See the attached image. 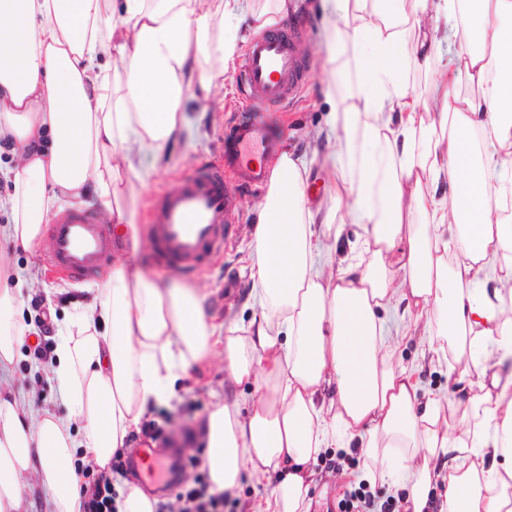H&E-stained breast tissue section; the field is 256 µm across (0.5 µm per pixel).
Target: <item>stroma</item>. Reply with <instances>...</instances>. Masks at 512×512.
<instances>
[{"label":"stroma","mask_w":512,"mask_h":512,"mask_svg":"<svg viewBox=\"0 0 512 512\" xmlns=\"http://www.w3.org/2000/svg\"><path fill=\"white\" fill-rule=\"evenodd\" d=\"M304 8L297 18L304 24L299 41L306 73L296 103L288 110L273 113L272 118L288 134V152L304 160L308 169L306 195L311 206H318L327 195V174L321 165L322 153L329 135L327 112L331 107L323 94L330 81L355 86L358 71L352 56L339 58L334 64L325 61V32L338 16L334 0H302ZM240 83L236 67L224 74L223 88L213 90L210 100L186 97L182 109L186 117L184 128L171 145L165 158L155 162V173L148 186L132 182L127 191V204L136 212V225L141 238L139 251H132L127 240L119 245L127 260L140 266L146 275L158 282L186 279L188 285L206 290L211 308L224 314L227 321H248L253 311L252 279L248 270L249 244L252 239L254 209L263 199L260 190H242L229 186L228 192L236 202L237 217L231 237L222 256L209 269L197 276L184 278L176 268H162L153 260V245L148 233V211L152 202L176 179L187 175L201 162L216 159L225 126L242 107ZM47 241L32 250L13 248L0 241V254L6 258L7 270L20 269L26 273L21 320L38 326L46 314L63 319L75 305L88 303L93 293L88 283H73L50 271L43 262ZM55 347L54 334L36 338L24 337L19 355L7 379L0 388L21 394L33 401L36 408L57 415L66 412V401L55 381L46 374ZM394 359L414 368L421 398L437 393L459 397L469 379L455 361L437 363L427 351L424 325L413 327L408 335L398 337ZM241 387L233 385L221 361L191 372L177 388L176 397L166 405L149 410L144 422L155 423L168 439L181 448H200L204 445L201 422L212 405L223 399L240 395ZM311 485L310 512H342L341 501L347 490L367 485L378 500L395 497L396 490L388 483L375 480L363 482V461L354 448H332L314 464Z\"/></svg>","instance_id":"1"}]
</instances>
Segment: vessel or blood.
<instances>
[{
    "instance_id": "b4317fda",
    "label": "vessel or blood",
    "mask_w": 512,
    "mask_h": 512,
    "mask_svg": "<svg viewBox=\"0 0 512 512\" xmlns=\"http://www.w3.org/2000/svg\"><path fill=\"white\" fill-rule=\"evenodd\" d=\"M300 30L289 22L251 36L239 62L245 96L240 115L226 127L220 157L204 162L180 177L152 204L149 231L155 257L163 266H176L187 275L202 271L224 248L234 214L227 182L265 186L270 164L284 150V133L267 116L283 108L299 93L305 62L298 56ZM117 247L110 229L86 208H72L54 216L45 260L51 271L74 281L95 276ZM162 435L143 441L125 465L141 475L143 486L160 487L172 480L180 455L162 447Z\"/></svg>"
}]
</instances>
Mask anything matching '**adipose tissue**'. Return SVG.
<instances>
[{
    "label": "adipose tissue",
    "instance_id": "ef3b65f1",
    "mask_svg": "<svg viewBox=\"0 0 512 512\" xmlns=\"http://www.w3.org/2000/svg\"><path fill=\"white\" fill-rule=\"evenodd\" d=\"M328 62L351 50L355 89L327 84L330 190L310 207L306 166L285 154L257 208L249 263L255 312L225 324L207 296L160 284L120 261L92 303L57 324L48 373L67 414L0 395V512H23L39 477L51 512H84L79 461L108 469L147 410L219 358L250 407L223 400L201 429L214 493L274 476L250 512H309L311 464L357 442L364 472L406 489L411 512H512V392L489 378L512 356V0H340ZM296 0H0V136L21 155L0 238L37 245L65 200L93 196L133 224L142 156L163 158L185 125V96L223 86L236 22L254 29ZM458 52L435 62L441 32ZM434 68L416 91L410 67ZM364 231L358 261L325 227ZM453 225L454 240L443 234ZM20 289L0 277V373L28 326ZM400 311L398 322L386 315ZM437 359L455 353L476 379L462 401L420 402L392 339L419 322Z\"/></svg>",
    "mask_w": 512,
    "mask_h": 512
}]
</instances>
